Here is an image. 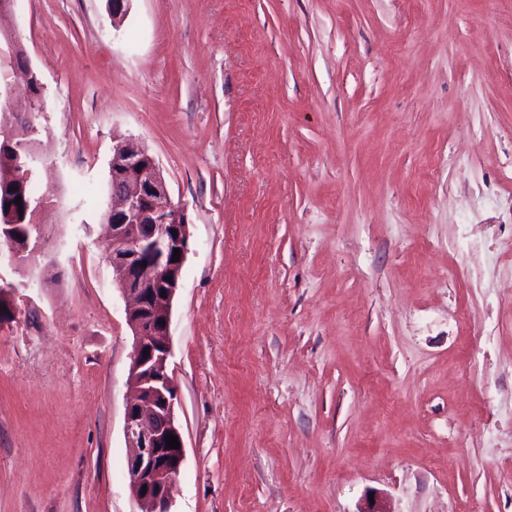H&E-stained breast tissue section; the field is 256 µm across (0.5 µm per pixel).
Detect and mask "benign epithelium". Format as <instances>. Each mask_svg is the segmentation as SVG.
<instances>
[{
    "label": "benign epithelium",
    "instance_id": "obj_1",
    "mask_svg": "<svg viewBox=\"0 0 512 512\" xmlns=\"http://www.w3.org/2000/svg\"><path fill=\"white\" fill-rule=\"evenodd\" d=\"M112 196L105 211L107 257L112 281L126 300L133 351L128 382L134 393L125 409L127 471L140 512H171L172 486L184 447L175 420L177 390L168 373L173 299L188 253L189 227L183 208L172 203L155 159L131 139L112 146ZM33 254L55 263L46 251L44 228L30 227ZM180 250L179 261L172 260Z\"/></svg>",
    "mask_w": 512,
    "mask_h": 512
}]
</instances>
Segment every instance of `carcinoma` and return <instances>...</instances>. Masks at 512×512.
I'll return each mask as SVG.
<instances>
[{"instance_id": "1", "label": "carcinoma", "mask_w": 512, "mask_h": 512, "mask_svg": "<svg viewBox=\"0 0 512 512\" xmlns=\"http://www.w3.org/2000/svg\"><path fill=\"white\" fill-rule=\"evenodd\" d=\"M34 141V128L23 121L8 132L0 131V212L8 210L15 216L12 239L19 251L28 248L29 224L42 201V197L36 196L34 178L24 180L17 175V159L33 152ZM18 196L22 200L20 206L14 203Z\"/></svg>"}]
</instances>
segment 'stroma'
I'll list each match as a JSON object with an SVG mask.
<instances>
[{"label": "stroma", "instance_id": "obj_1", "mask_svg": "<svg viewBox=\"0 0 512 512\" xmlns=\"http://www.w3.org/2000/svg\"><path fill=\"white\" fill-rule=\"evenodd\" d=\"M54 266L4 257L0 512H137L115 137L189 252L172 512H512V0H24Z\"/></svg>", "mask_w": 512, "mask_h": 512}]
</instances>
